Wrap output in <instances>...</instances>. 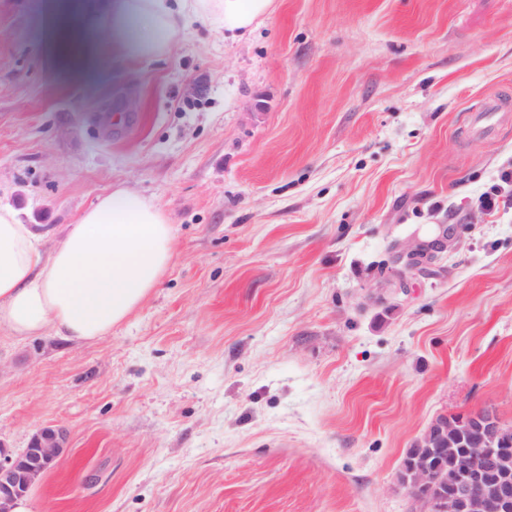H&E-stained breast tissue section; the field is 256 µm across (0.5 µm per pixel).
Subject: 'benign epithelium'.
Listing matches in <instances>:
<instances>
[{"label":"benign epithelium","instance_id":"1","mask_svg":"<svg viewBox=\"0 0 512 512\" xmlns=\"http://www.w3.org/2000/svg\"><path fill=\"white\" fill-rule=\"evenodd\" d=\"M441 242L431 245L410 244L399 248L397 267L388 270L389 284L395 293L407 292L408 280L422 275L435 264ZM474 426L481 430L499 429L503 423L486 409L479 414L456 416L449 420L437 419L421 438L430 455L399 473L400 486L426 512H504L512 504V485L504 481L488 490L483 482L485 469L499 464L507 452L489 443L464 450L457 458L458 479L453 489L438 494L429 502L421 498V490L430 489L438 481L435 458L442 453V441L448 438V427ZM67 439L62 429L46 426L33 434L27 448L18 454L10 452L0 442V512H13L16 499L25 496L43 476L62 458Z\"/></svg>","mask_w":512,"mask_h":512}]
</instances>
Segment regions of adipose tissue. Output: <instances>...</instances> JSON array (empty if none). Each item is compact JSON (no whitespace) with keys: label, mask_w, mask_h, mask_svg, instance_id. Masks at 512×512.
<instances>
[{"label":"adipose tissue","mask_w":512,"mask_h":512,"mask_svg":"<svg viewBox=\"0 0 512 512\" xmlns=\"http://www.w3.org/2000/svg\"><path fill=\"white\" fill-rule=\"evenodd\" d=\"M272 0H55L52 16L77 63H89L107 37L129 58L163 54L190 19L220 31L248 29ZM0 206V327L23 340L51 334L88 343L111 332L157 286L173 253L162 208L116 185L84 211L50 251Z\"/></svg>","instance_id":"ef3b65f1"}]
</instances>
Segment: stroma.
<instances>
[{
	"mask_svg": "<svg viewBox=\"0 0 512 512\" xmlns=\"http://www.w3.org/2000/svg\"><path fill=\"white\" fill-rule=\"evenodd\" d=\"M52 0H0V205L51 249L122 183L175 228L111 333L0 330V441L66 453L33 512H416L398 484L440 417L512 424V0H272L161 56L74 64ZM447 232L407 293L393 242ZM507 121V113L501 112L497 104H488L472 113L471 128L476 134H491ZM499 181L501 184L494 185L489 191L482 193L479 197L480 205L487 211L497 210L501 204L507 203L509 196H504L505 186H512V170L501 171ZM466 424V427L463 429H468L472 425L475 428H479L480 430L484 429H500L503 426V423L497 417V415L489 409H485L483 412L479 414H467L463 416H456L453 419H449V425L451 427H463Z\"/></svg>",
	"mask_w": 512,
	"mask_h": 512,
	"instance_id": "1",
	"label": "stroma"
}]
</instances>
